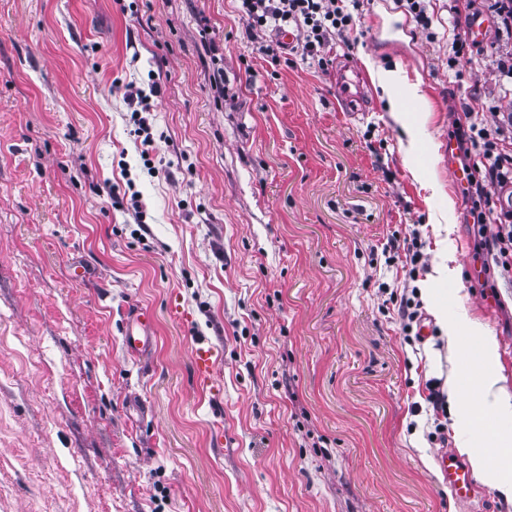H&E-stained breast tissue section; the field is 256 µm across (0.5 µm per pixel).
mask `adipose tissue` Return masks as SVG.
Listing matches in <instances>:
<instances>
[{
  "mask_svg": "<svg viewBox=\"0 0 512 512\" xmlns=\"http://www.w3.org/2000/svg\"><path fill=\"white\" fill-rule=\"evenodd\" d=\"M431 306L448 336H455L462 328L478 344L474 367L449 379L448 399L459 405L466 421L483 423L480 439L462 437L460 450L467 454L476 471L512 503V395L501 385L503 376L498 344L480 320L465 315L460 322L449 321L447 306L436 296L432 297ZM467 387L480 393L478 408L464 406L463 390Z\"/></svg>",
  "mask_w": 512,
  "mask_h": 512,
  "instance_id": "obj_1",
  "label": "adipose tissue"
}]
</instances>
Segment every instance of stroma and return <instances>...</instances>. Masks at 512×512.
<instances>
[{"mask_svg": "<svg viewBox=\"0 0 512 512\" xmlns=\"http://www.w3.org/2000/svg\"><path fill=\"white\" fill-rule=\"evenodd\" d=\"M467 1L428 0L425 30L359 0L321 66L261 53L236 0H0V512H460L435 457L476 348L432 315L443 253L448 316L486 326L512 394V286L442 152L462 113L512 112L489 0L448 63ZM340 55L363 118L336 106ZM154 81L147 151L125 93ZM138 307L155 343L133 360ZM153 321L149 314L135 311L128 315L123 331L122 347L127 355L139 359L153 342ZM217 355L212 347L196 343L192 348V365L199 386L203 389L213 381Z\"/></svg>", "mask_w": 512, "mask_h": 512, "instance_id": "35a3bbf8", "label": "stroma"}]
</instances>
